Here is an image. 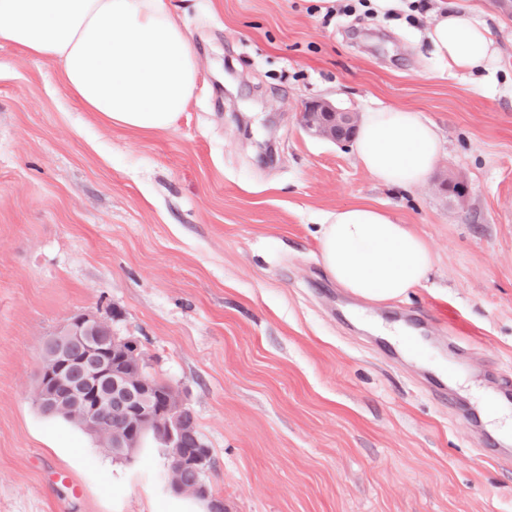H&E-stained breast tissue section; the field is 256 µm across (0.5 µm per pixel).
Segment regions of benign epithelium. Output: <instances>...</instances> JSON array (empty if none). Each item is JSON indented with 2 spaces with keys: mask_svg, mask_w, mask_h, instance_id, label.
Wrapping results in <instances>:
<instances>
[{
  "mask_svg": "<svg viewBox=\"0 0 512 512\" xmlns=\"http://www.w3.org/2000/svg\"><path fill=\"white\" fill-rule=\"evenodd\" d=\"M301 125L311 136L326 139L337 145L349 143L355 136L359 117L344 112L330 101L313 102L301 113ZM105 330L112 334V346L100 367L87 377L89 391L78 392L66 386L64 371L70 364L59 344L70 336H85ZM137 390L141 397L120 423L110 426L100 421V415L110 405V390ZM37 404L62 413L93 437L100 447L112 456L127 458L150 435L164 448L169 461L167 483L181 495L208 503L209 512H224V503L211 497L206 476L210 472L207 451L193 459L185 457L178 448L177 437L182 429V415L189 409L179 386L156 380L149 371L147 358L138 340L119 336L112 329V318L84 312L67 321L43 347L37 384L33 392ZM188 465L196 467L204 479L185 484L180 473Z\"/></svg>",
  "mask_w": 512,
  "mask_h": 512,
  "instance_id": "7a95c632",
  "label": "benign epithelium"
}]
</instances>
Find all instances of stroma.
I'll return each mask as SVG.
<instances>
[{
    "mask_svg": "<svg viewBox=\"0 0 512 512\" xmlns=\"http://www.w3.org/2000/svg\"><path fill=\"white\" fill-rule=\"evenodd\" d=\"M500 46L485 79L439 71L409 0H177L200 76L165 131L108 127L58 66L0 46V512H207L32 398L45 340L112 314L182 388L224 512H512V0H466ZM422 112L444 151L417 189L308 135L314 100ZM464 184L461 198L441 185ZM370 203L425 238L404 300L337 288L326 214Z\"/></svg>",
    "mask_w": 512,
    "mask_h": 512,
    "instance_id": "obj_1",
    "label": "stroma"
}]
</instances>
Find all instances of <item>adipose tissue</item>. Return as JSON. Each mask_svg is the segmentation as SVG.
I'll return each mask as SVG.
<instances>
[{
	"instance_id": "ef3b65f1",
	"label": "adipose tissue",
	"mask_w": 512,
	"mask_h": 512,
	"mask_svg": "<svg viewBox=\"0 0 512 512\" xmlns=\"http://www.w3.org/2000/svg\"><path fill=\"white\" fill-rule=\"evenodd\" d=\"M441 68L469 77L493 74L500 48L470 10L443 5L426 30ZM0 45L57 63L65 91L107 126L171 128L197 88L198 54L177 23L173 0H0ZM378 184L425 185L439 159L436 125L420 112L364 113L352 144ZM326 275L371 304L399 301L433 267L428 243L386 210L337 209L321 226Z\"/></svg>"
}]
</instances>
